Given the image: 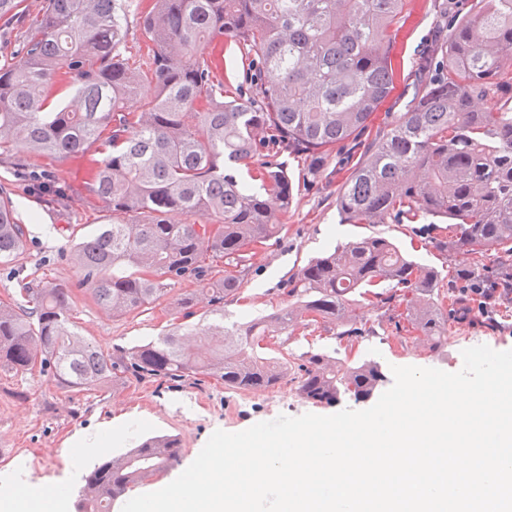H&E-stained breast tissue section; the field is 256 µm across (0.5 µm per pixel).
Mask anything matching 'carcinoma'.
<instances>
[{"mask_svg": "<svg viewBox=\"0 0 512 512\" xmlns=\"http://www.w3.org/2000/svg\"><path fill=\"white\" fill-rule=\"evenodd\" d=\"M0 0V28H20L0 66V163L32 189L58 199L60 179L28 158H83L94 151L91 191L116 221L78 243L74 261L96 304L125 315L165 297L170 286L227 268L206 306L218 320L190 335L168 334L105 356L78 331L71 295L57 284L27 286L0 300V371L52 374L69 388L182 377L266 391L288 378L317 406L367 401L387 380L374 359L308 352L293 368L262 343L298 324L338 328L353 350L367 332L364 301L397 320V339L430 352L448 346L452 314L434 295L442 278L380 235L327 251L303 266L279 311L224 325V303L240 293L257 247L280 234L294 185L280 155L328 169L341 144L368 128L400 76L392 50L407 0H151L142 16L150 63L122 53L125 0ZM439 31L419 51L405 112L367 143L337 199L344 224L426 221L414 231L465 287L512 286V0H471L457 14L434 0ZM230 37L248 49L246 93L224 95L209 48ZM55 83L70 99L47 110ZM495 103L486 110L483 104ZM257 163L255 189L237 166ZM182 213L188 221H173ZM27 229L0 186V260L19 255ZM498 249L484 279L475 259ZM180 441L155 436L103 456L84 479L80 512H112L127 491L169 470Z\"/></svg>", "mask_w": 512, "mask_h": 512, "instance_id": "obj_1", "label": "carcinoma"}]
</instances>
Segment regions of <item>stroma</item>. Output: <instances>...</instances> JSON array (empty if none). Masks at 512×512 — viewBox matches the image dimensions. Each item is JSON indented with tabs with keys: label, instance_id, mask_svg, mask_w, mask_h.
<instances>
[{
	"label": "stroma",
	"instance_id": "1",
	"mask_svg": "<svg viewBox=\"0 0 512 512\" xmlns=\"http://www.w3.org/2000/svg\"><path fill=\"white\" fill-rule=\"evenodd\" d=\"M407 10L395 44L401 75L381 106L382 111L395 114L404 112L412 97L414 61L435 23L431 0H411ZM213 54L223 61L218 75L224 81L225 92L236 93L247 79L248 61L242 47L228 37L215 46ZM34 165L59 175L67 197L60 203L32 194L13 168L0 165V184L11 193L16 217L28 227L23 253L13 260L0 261V300L15 295L25 282L57 283L71 288L75 322L82 335L106 355L115 348H131L205 322L201 313L183 318L175 301L186 293L197 297L209 295L212 280L208 277L176 283L167 296L142 311L114 316L97 305L86 291L83 274L71 256L81 237L112 221L111 209L88 188L91 160L38 158ZM286 165L299 184L284 217L286 230L259 249L237 301L224 308L225 322L258 318L284 306L286 299L281 288L309 260L369 234L390 238L423 265L440 266L437 252L422 248L411 225L340 223L336 194L349 174L344 164H337L335 173L326 178L310 176L302 160L294 157L287 158ZM496 308L499 327L486 328L478 318L457 324L443 356L415 347L401 348L393 341L386 319L371 312L367 319L374 335L352 356L357 359L368 353L387 366L413 365L453 372L463 366L459 342L464 338L481 339L497 351L512 350V301L497 299ZM289 336L284 348L278 341H271L269 355H287L290 363L296 365L301 363L303 353L340 349L333 331L320 324L296 326L290 329ZM331 412V407L305 401L287 381L266 392L233 391L225 388L222 381L192 376L77 391L48 374L1 371L0 482L27 485L54 481L64 487L68 501L72 502L84 484L85 475L103 453H123L152 435L178 438L182 448L179 463L153 480L133 487L130 494L135 497L156 491L177 478L195 460L214 431L240 432L282 414Z\"/></svg>",
	"mask_w": 512,
	"mask_h": 512
}]
</instances>
